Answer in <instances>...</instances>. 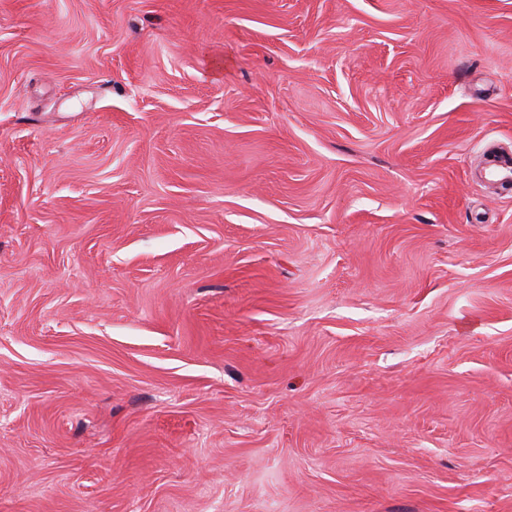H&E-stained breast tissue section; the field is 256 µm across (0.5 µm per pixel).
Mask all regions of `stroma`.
Returning <instances> with one entry per match:
<instances>
[{
  "mask_svg": "<svg viewBox=\"0 0 512 512\" xmlns=\"http://www.w3.org/2000/svg\"><path fill=\"white\" fill-rule=\"evenodd\" d=\"M512 0H0V512H512Z\"/></svg>",
  "mask_w": 512,
  "mask_h": 512,
  "instance_id": "1",
  "label": "stroma"
}]
</instances>
